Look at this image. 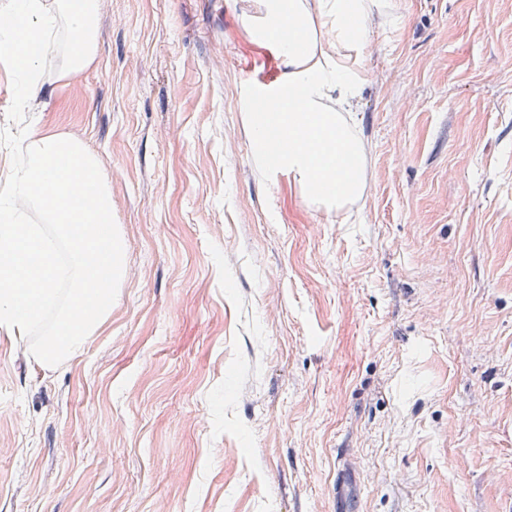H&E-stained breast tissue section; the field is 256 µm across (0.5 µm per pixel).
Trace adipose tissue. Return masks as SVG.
I'll list each match as a JSON object with an SVG mask.
<instances>
[{"label":"adipose tissue","instance_id":"1","mask_svg":"<svg viewBox=\"0 0 512 512\" xmlns=\"http://www.w3.org/2000/svg\"><path fill=\"white\" fill-rule=\"evenodd\" d=\"M377 0H265L262 33L280 43L287 67L273 88L248 90L268 112H249L256 159L265 169H285L307 198L341 208L365 191V156L344 113L365 78L357 60L368 43ZM286 144L269 153V136Z\"/></svg>","mask_w":512,"mask_h":512}]
</instances>
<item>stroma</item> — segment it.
Here are the masks:
<instances>
[{
    "label": "stroma",
    "mask_w": 512,
    "mask_h": 512,
    "mask_svg": "<svg viewBox=\"0 0 512 512\" xmlns=\"http://www.w3.org/2000/svg\"><path fill=\"white\" fill-rule=\"evenodd\" d=\"M382 2L339 213L255 160L261 0H101L43 76L127 274L59 366L0 330V512H512V0Z\"/></svg>",
    "instance_id": "35a3bbf8"
}]
</instances>
